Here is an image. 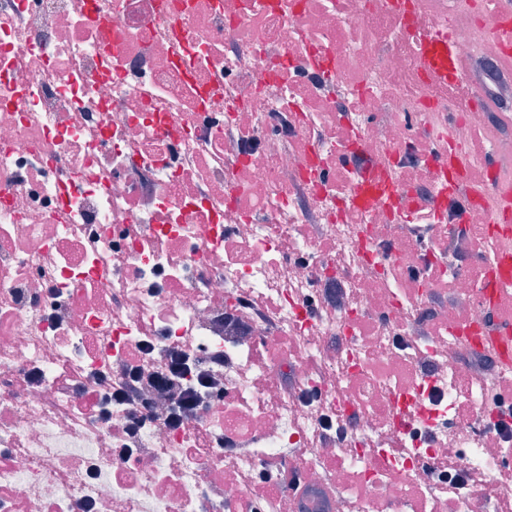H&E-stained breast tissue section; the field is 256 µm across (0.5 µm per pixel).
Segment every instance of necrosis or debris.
<instances>
[{
	"mask_svg": "<svg viewBox=\"0 0 512 512\" xmlns=\"http://www.w3.org/2000/svg\"><path fill=\"white\" fill-rule=\"evenodd\" d=\"M392 7L0 0V512H512L502 238L430 164L482 132L512 180V129L418 64L491 54L484 0ZM176 350L212 383L177 425ZM418 61L428 80L435 84L448 85L454 75L466 70V63L456 53L452 41L437 31L422 40ZM361 185L359 190L354 197L355 203H361L369 198L372 193L375 192H387L393 196H397L400 204H405L406 194L403 189L398 191L395 185L390 183L377 182L376 177L369 166H364L361 171ZM512 251L504 250L497 259L493 271L485 278L482 288L512 287Z\"/></svg>",
	"mask_w": 512,
	"mask_h": 512,
	"instance_id": "obj_1",
	"label": "necrosis or debris"
}]
</instances>
